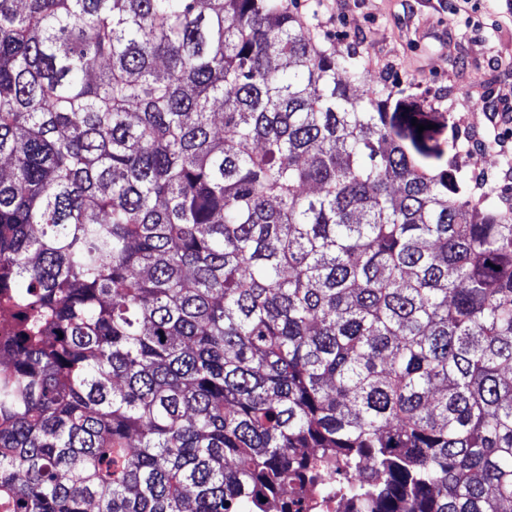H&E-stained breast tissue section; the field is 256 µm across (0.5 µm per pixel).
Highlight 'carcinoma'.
Listing matches in <instances>:
<instances>
[{
	"label": "carcinoma",
	"instance_id": "obj_1",
	"mask_svg": "<svg viewBox=\"0 0 512 512\" xmlns=\"http://www.w3.org/2000/svg\"><path fill=\"white\" fill-rule=\"evenodd\" d=\"M448 119L283 0H0V512H512Z\"/></svg>",
	"mask_w": 512,
	"mask_h": 512
}]
</instances>
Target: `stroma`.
<instances>
[{
	"mask_svg": "<svg viewBox=\"0 0 512 512\" xmlns=\"http://www.w3.org/2000/svg\"><path fill=\"white\" fill-rule=\"evenodd\" d=\"M478 20L452 14L453 0H292L307 35L336 55H354L393 97L433 102L449 113L448 137L463 142L465 115L490 124L486 103L512 89V9L480 0Z\"/></svg>",
	"mask_w": 512,
	"mask_h": 512,
	"instance_id": "1",
	"label": "stroma"
}]
</instances>
